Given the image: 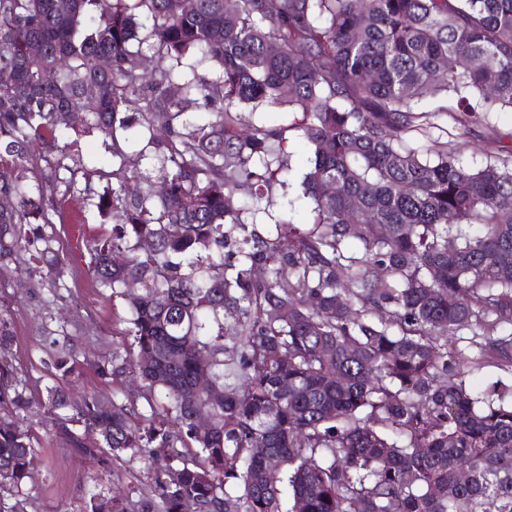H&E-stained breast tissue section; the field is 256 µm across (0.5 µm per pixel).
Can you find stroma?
<instances>
[{
    "label": "stroma",
    "instance_id": "stroma-1",
    "mask_svg": "<svg viewBox=\"0 0 512 512\" xmlns=\"http://www.w3.org/2000/svg\"><path fill=\"white\" fill-rule=\"evenodd\" d=\"M257 118L288 130L290 172L286 186L274 187L272 196L278 209L294 202L296 220L305 222L308 207L302 197L301 181L308 165V148L302 138L289 131L286 112L267 108L259 111ZM511 135L512 112L490 113L473 126L461 157L466 164H480ZM66 208L70 220L56 228L69 258L61 280L41 285L18 272L0 273V314L8 319L15 335L10 351L0 355V363L9 365L26 382L32 403L24 414V424L41 446L24 482L28 512H86L95 485L112 478L111 473L90 465L56 436L38 403L53 371V337L47 327L52 315L66 320L67 330L76 341L77 359L82 364L81 388L90 392L112 387L111 376L98 368L112 354V303L88 272L84 254V239L98 223L99 215L92 201L79 193L68 199Z\"/></svg>",
    "mask_w": 512,
    "mask_h": 512
}]
</instances>
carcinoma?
Wrapping results in <instances>:
<instances>
[{"instance_id":"1","label":"carcinoma","mask_w":512,"mask_h":512,"mask_svg":"<svg viewBox=\"0 0 512 512\" xmlns=\"http://www.w3.org/2000/svg\"><path fill=\"white\" fill-rule=\"evenodd\" d=\"M270 107L312 153L310 219L273 234L235 199L286 183L288 128L244 118ZM500 111L512 0H0V271L62 277L45 225L78 178L106 181L85 249L119 326L112 395L52 382L40 404L80 456L146 482L88 512L142 489L145 512H512V394L471 381L512 372V144L458 155ZM29 405L1 373L0 512H25ZM472 378L480 385V390L488 389L495 382H498V389L504 388L506 392L512 390V374L494 366H485L479 369Z\"/></svg>"}]
</instances>
